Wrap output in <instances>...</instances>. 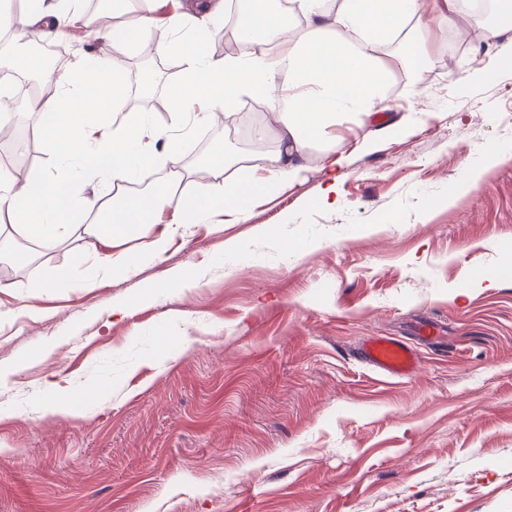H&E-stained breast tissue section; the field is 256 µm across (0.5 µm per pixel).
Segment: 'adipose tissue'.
Returning a JSON list of instances; mask_svg holds the SVG:
<instances>
[{
    "label": "adipose tissue",
    "mask_w": 512,
    "mask_h": 512,
    "mask_svg": "<svg viewBox=\"0 0 512 512\" xmlns=\"http://www.w3.org/2000/svg\"><path fill=\"white\" fill-rule=\"evenodd\" d=\"M237 2L236 30L253 51L216 58L197 38L176 43L160 38V48L176 53L183 65V80L170 105L175 115L196 111L205 119L239 96L262 98L281 126L276 151L251 153L246 178L228 179L224 171L230 161L223 150H215L202 168L204 193L183 198L171 215H164L168 196L182 181L177 142L169 141L160 155L142 144L138 131L144 117L110 121L109 111H121L127 100L123 64L117 58L106 65L79 59L65 70L40 72L41 80L61 89L36 103L55 122L46 133L51 152L64 164L92 156L98 175L111 184L133 182L161 156L169 164L166 176L145 194L81 198L66 176L41 174L19 185L0 172V216L10 218L27 240L55 243L73 230L66 217L111 205V223L83 228L85 248L94 253L142 224L161 225L156 241L161 247L185 224L221 216L247 221L256 200L306 169L312 142L328 156L351 148L352 134L389 111L395 73L417 77L449 28L462 26L458 0H341L333 11L325 8V0H288L290 13L306 22L293 33L278 11L261 8L258 0ZM71 22L58 0H35L16 18L15 32L35 26L53 39ZM396 37L400 51L384 54V45ZM90 89L111 97V106L87 104L84 93Z\"/></svg>",
    "instance_id": "1"
}]
</instances>
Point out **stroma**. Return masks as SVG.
I'll list each match as a JSON object with an SVG mask.
<instances>
[{
	"label": "stroma",
	"instance_id": "1",
	"mask_svg": "<svg viewBox=\"0 0 512 512\" xmlns=\"http://www.w3.org/2000/svg\"><path fill=\"white\" fill-rule=\"evenodd\" d=\"M65 33L57 68L118 53L127 86L151 71L149 99L179 86L174 53ZM451 48L459 61L435 69ZM432 59L419 96L396 75L381 122L397 130L346 155L335 208L311 206L336 173L315 146L246 222L183 225L160 254L155 229L130 233L112 250L138 258L127 274L78 260L81 234L0 268V512H512V279L463 284L512 262V42L452 36ZM136 110L155 149L177 139L185 193L194 149L245 152L229 141L237 107L183 129L147 101ZM43 122L15 98L0 153L27 143L18 180L62 169ZM495 149L506 157L453 197ZM48 268L62 286L29 314ZM185 273L192 287L161 290ZM426 321L442 346L418 340ZM378 335L416 343L413 375L360 362L357 344ZM50 380L89 397L46 414ZM512 265L489 271H467L465 274L466 284L473 287L493 288L499 285L504 279H511Z\"/></svg>",
	"mask_w": 512,
	"mask_h": 512
}]
</instances>
